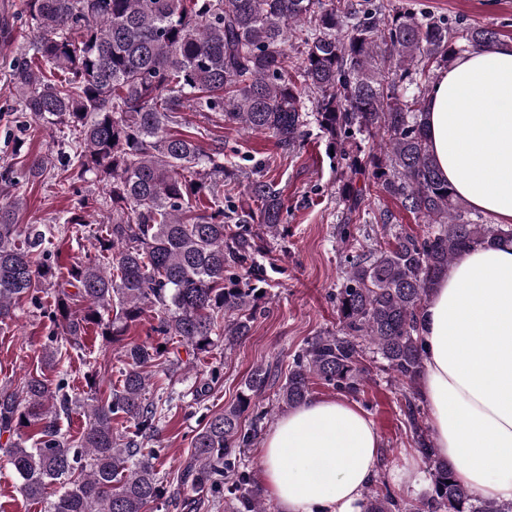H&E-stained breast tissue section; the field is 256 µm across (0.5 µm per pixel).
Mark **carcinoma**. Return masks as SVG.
<instances>
[{"label": "carcinoma", "mask_w": 512, "mask_h": 512, "mask_svg": "<svg viewBox=\"0 0 512 512\" xmlns=\"http://www.w3.org/2000/svg\"><path fill=\"white\" fill-rule=\"evenodd\" d=\"M29 52L9 63L22 110L62 132L57 185L92 175L103 184L66 224L112 209L93 252L56 272L46 234L19 230L20 179L45 171L35 159L0 173V324L22 302L52 289L48 317L77 344L90 328L109 342L154 314L158 342L122 346L120 379L108 396L86 398L87 425L77 440L58 420L74 404L64 382L29 376L19 391L0 386V437L26 498L61 492L48 512H149L168 497L154 459L163 404L149 397L150 369L175 366L177 339L208 355L250 334L266 275L256 264L265 239L283 224L284 201L271 180H252L246 197L224 182L237 165L224 147L205 150L200 131L182 128L189 107L269 133L290 152L316 124L341 161L339 199L348 225L364 219L367 194L398 201L436 229L406 231L382 249L359 245L336 293L339 330L314 336L278 387V406L305 405L320 381L350 396L364 387L367 360L404 385L401 412L429 468L430 492L399 500L372 484L363 512H512V501L474 498L454 467L435 453L422 417L420 316L439 276L463 252L512 244V225L471 219L430 151L422 114L431 75L457 55L488 48L495 29L397 7L391 0H23ZM114 316L104 318L103 311ZM165 349H160V346ZM278 373L258 366L229 407L191 439L180 481L187 512L224 501V512H266L241 449L257 436L259 399ZM254 412L250 427L245 414ZM130 429L118 435L112 422Z\"/></svg>", "instance_id": "carcinoma-1"}]
</instances>
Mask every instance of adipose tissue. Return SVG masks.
Wrapping results in <instances>:
<instances>
[{"label": "adipose tissue", "mask_w": 512, "mask_h": 512, "mask_svg": "<svg viewBox=\"0 0 512 512\" xmlns=\"http://www.w3.org/2000/svg\"><path fill=\"white\" fill-rule=\"evenodd\" d=\"M423 119L456 194L512 225V40L438 72ZM421 337L436 453L474 496L512 501V246L470 250L449 265L424 306ZM379 447L362 410L317 399L274 424L260 465L281 512H362Z\"/></svg>", "instance_id": "obj_1"}]
</instances>
